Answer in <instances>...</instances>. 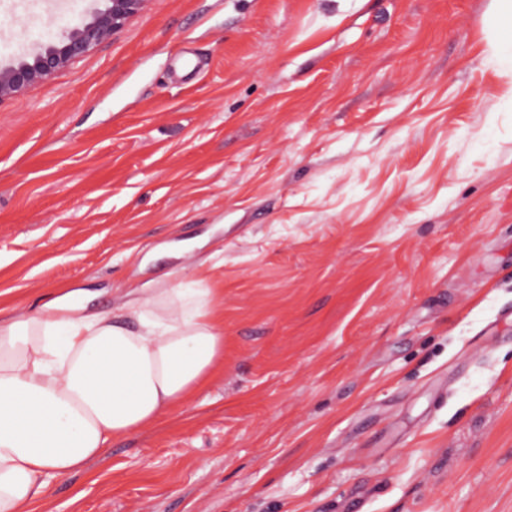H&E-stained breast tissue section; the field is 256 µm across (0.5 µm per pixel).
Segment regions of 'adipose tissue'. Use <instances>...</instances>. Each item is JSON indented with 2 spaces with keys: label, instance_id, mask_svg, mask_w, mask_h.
Wrapping results in <instances>:
<instances>
[{
  "label": "adipose tissue",
  "instance_id": "1",
  "mask_svg": "<svg viewBox=\"0 0 512 512\" xmlns=\"http://www.w3.org/2000/svg\"><path fill=\"white\" fill-rule=\"evenodd\" d=\"M207 270L105 313L0 319V512H34L51 483L187 403L224 368Z\"/></svg>",
  "mask_w": 512,
  "mask_h": 512
}]
</instances>
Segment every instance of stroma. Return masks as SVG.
Returning <instances> with one entry per match:
<instances>
[{
    "label": "stroma",
    "instance_id": "35a3bbf8",
    "mask_svg": "<svg viewBox=\"0 0 512 512\" xmlns=\"http://www.w3.org/2000/svg\"><path fill=\"white\" fill-rule=\"evenodd\" d=\"M492 0H150L0 105V313L210 269L224 370L38 512H512ZM69 0H0V67Z\"/></svg>",
    "mask_w": 512,
    "mask_h": 512
}]
</instances>
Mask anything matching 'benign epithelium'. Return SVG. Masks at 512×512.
<instances>
[{"mask_svg": "<svg viewBox=\"0 0 512 512\" xmlns=\"http://www.w3.org/2000/svg\"><path fill=\"white\" fill-rule=\"evenodd\" d=\"M149 0H107L90 19L67 24L60 38L39 48L32 59L0 68V104L46 82L100 47L138 13Z\"/></svg>", "mask_w": 512, "mask_h": 512, "instance_id": "7a95c632", "label": "benign epithelium"}]
</instances>
